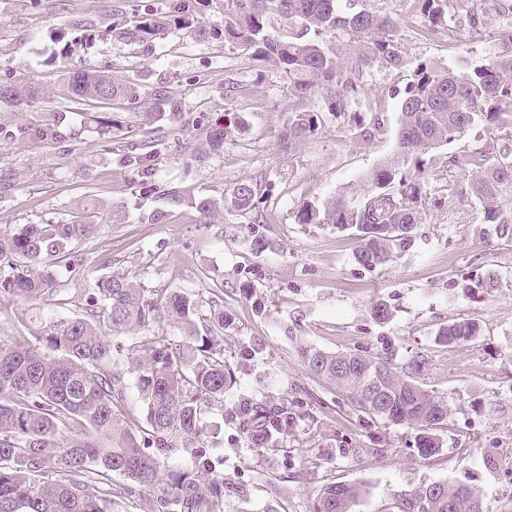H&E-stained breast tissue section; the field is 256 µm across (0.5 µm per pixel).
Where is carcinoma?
I'll return each mask as SVG.
<instances>
[{
  "label": "carcinoma",
  "instance_id": "cac0c4a2",
  "mask_svg": "<svg viewBox=\"0 0 512 512\" xmlns=\"http://www.w3.org/2000/svg\"><path fill=\"white\" fill-rule=\"evenodd\" d=\"M184 2L166 12L147 10L123 31L134 42H149L171 28L188 29L201 40L204 25H192ZM224 41L243 44L252 59L288 73L295 96L318 92L328 111L348 115L351 130L368 140L381 129L352 108L366 92L364 70L372 63L399 68L405 52L397 24L367 0H225ZM409 16L456 41L485 28L489 0H405ZM288 26V37L273 38L272 22ZM496 50L461 73L451 66L419 63L403 89L395 151L360 183L321 204H306L301 224H332L360 239L356 262L384 266L413 243L425 200L421 179L426 155L484 123L512 134V25L498 32ZM55 97L85 114L101 133L114 101L134 103L138 85L92 67L67 70ZM38 88L22 79L0 85V102L37 103ZM319 113L300 110L289 135L315 131ZM475 171L465 193L483 210L488 228L512 240V148L491 139L475 149ZM237 211L262 202L251 182L230 190ZM80 212L56 224H26L0 230V301L21 300L22 334L0 339V512H114L112 476L124 491L155 497L157 512H224V475L204 477L192 468L167 469L156 448H195L202 438L224 443V422H206L213 411L234 421L247 442L267 445L294 423L288 402L240 397L224 407L233 372L224 361L231 316L222 309L203 316L197 295L174 290L145 299L144 289L119 275L102 277L91 292L68 301L79 313L44 317L40 306L60 295L56 267L70 264L74 241L89 225ZM179 330L173 342L161 323ZM134 332L127 344L112 346L110 334ZM480 326L453 321L438 333L450 346L471 342ZM300 362L333 382L357 411L388 425L417 429L423 458L439 451L433 430L448 420V401L418 382L425 359L396 365L392 357L357 352L336 354L310 345L297 348ZM136 372L141 414L124 406V371ZM366 488L346 482L324 484L312 512H352ZM475 487L448 479L390 493L382 512H478Z\"/></svg>",
  "mask_w": 512,
  "mask_h": 512
}]
</instances>
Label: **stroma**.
Listing matches in <instances>:
<instances>
[{
    "instance_id": "stroma-1",
    "label": "stroma",
    "mask_w": 512,
    "mask_h": 512,
    "mask_svg": "<svg viewBox=\"0 0 512 512\" xmlns=\"http://www.w3.org/2000/svg\"><path fill=\"white\" fill-rule=\"evenodd\" d=\"M379 5L398 21L406 63L367 71L358 107L373 109L382 129L363 142L332 112L314 132L289 138L293 112L319 99H299L286 73L217 38L225 0H207L199 12L215 32L210 39L172 29L151 42L108 35L80 47L73 62L139 86L138 103L112 112L119 130L100 133L53 97L65 74L60 41L90 26L126 23L147 8L164 10L166 0H0V82L33 81L42 98L32 106L0 103V126L12 133L0 138V229L55 223L89 198L100 202L89 214L90 231L73 247L75 272L58 273L63 301L44 315H73L68 298L105 275L126 276L149 298L175 288L194 292L201 314L221 308L233 319L224 358L236 381L225 403L257 394L287 400L299 415L270 447L249 444L228 424L222 447L163 453L167 466L208 463L223 473L224 512H311L319 487L334 479L367 487L354 512H383L392 491L450 478L478 488L482 512H512V243L478 238L481 210L448 191L449 180L463 178L449 158L465 160L492 130L476 126L428 154L422 222L413 245L386 267L357 264L352 231L296 218L303 205L336 196L393 153L399 101L392 91L419 62L465 72L495 43L487 35L462 43L430 33L406 19L404 0ZM161 90L163 115L144 122ZM250 98L259 106L245 108ZM175 110L183 116L179 129L167 118ZM228 113L240 114L243 126L209 151L207 133ZM53 120L59 137L42 139L41 127ZM144 154L155 172L150 179L129 163ZM241 180L263 193L261 212L228 209L199 223L196 203L227 196ZM157 212L165 218L155 223ZM257 234L270 243L259 255L250 247ZM489 269L499 275L497 290L469 287ZM377 300L392 312L387 322L369 313ZM462 319L480 325L477 340L440 345L439 330ZM300 341L335 353L424 357L420 383L450 408L435 431L439 453L422 458L415 428L354 411L299 361ZM253 344L259 353L240 366V347ZM358 448L363 456H355Z\"/></svg>"
}]
</instances>
